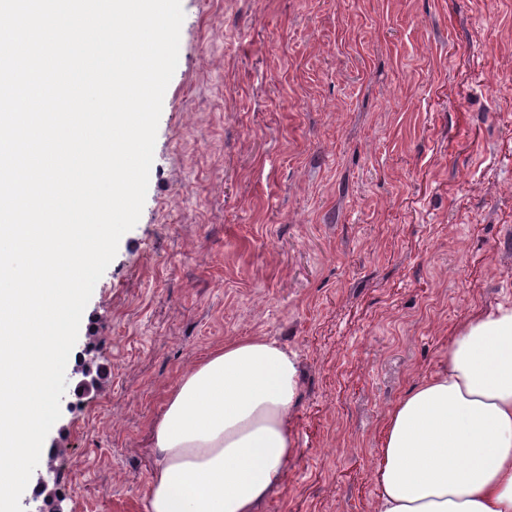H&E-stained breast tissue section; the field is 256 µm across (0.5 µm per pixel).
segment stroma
I'll return each mask as SVG.
<instances>
[{"mask_svg": "<svg viewBox=\"0 0 512 512\" xmlns=\"http://www.w3.org/2000/svg\"><path fill=\"white\" fill-rule=\"evenodd\" d=\"M141 217L44 445L63 512H143L150 424L237 336L295 351L259 512H374L386 410L512 300V0H181Z\"/></svg>", "mask_w": 512, "mask_h": 512, "instance_id": "1", "label": "stroma"}]
</instances>
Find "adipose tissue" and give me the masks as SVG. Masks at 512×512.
Returning <instances> with one entry per match:
<instances>
[{
	"label": "adipose tissue",
	"mask_w": 512,
	"mask_h": 512,
	"mask_svg": "<svg viewBox=\"0 0 512 512\" xmlns=\"http://www.w3.org/2000/svg\"><path fill=\"white\" fill-rule=\"evenodd\" d=\"M293 351L225 340L185 370L152 421L145 512H259L295 440ZM376 512H512V303L467 319L437 368L385 413Z\"/></svg>",
	"instance_id": "1"
}]
</instances>
